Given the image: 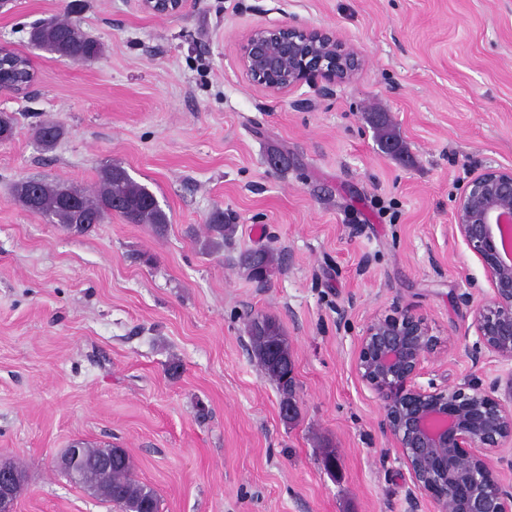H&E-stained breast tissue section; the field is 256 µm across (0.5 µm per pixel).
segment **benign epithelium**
I'll use <instances>...</instances> for the list:
<instances>
[{"mask_svg": "<svg viewBox=\"0 0 512 512\" xmlns=\"http://www.w3.org/2000/svg\"><path fill=\"white\" fill-rule=\"evenodd\" d=\"M166 16L184 0H141ZM246 75L261 90L280 94L324 81L331 94L356 74L357 54L335 35L298 25L261 26L240 45ZM452 229L481 261L490 283L473 309L472 326L486 349L512 362V167L473 174L454 210ZM435 339L408 309L371 320L357 342L355 368L382 407L379 426L394 436L414 488L437 512H512V376L489 387L465 381L434 391L417 382ZM503 396H497L499 390ZM81 443L57 461L70 470ZM24 475L0 462V512H15Z\"/></svg>", "mask_w": 512, "mask_h": 512, "instance_id": "1", "label": "benign epithelium"}]
</instances>
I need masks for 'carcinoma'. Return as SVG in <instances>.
<instances>
[{
	"instance_id": "1",
	"label": "carcinoma",
	"mask_w": 512,
	"mask_h": 512,
	"mask_svg": "<svg viewBox=\"0 0 512 512\" xmlns=\"http://www.w3.org/2000/svg\"><path fill=\"white\" fill-rule=\"evenodd\" d=\"M34 46L75 63L93 61L102 53L101 44L88 36L77 25L59 19L35 23L31 31ZM63 130L57 124H44L35 128L34 134L40 144L52 147ZM14 199L31 212L46 217L51 223L68 233H85L92 224L84 223L82 215H94L101 222L105 215L114 211L132 224H149L155 232L164 231L168 224L167 214L149 189L136 182L128 172L117 164L108 165L101 174L93 192L50 184L40 180H22L15 184ZM76 199L79 209L67 205ZM209 243L224 244L236 232V225L224 221V213L213 214L206 225ZM240 269L252 280L265 283L279 265V255L270 249H258L240 257ZM246 333L251 348L257 356L268 378L278 384L283 401L293 397L294 379L288 378L292 364L288 341L279 322L272 316L256 314L248 318ZM112 452V468L103 472L97 468V457ZM76 475L85 487H92L102 479L112 484V502L125 512H140L147 503L150 512H160V499L154 489L139 483L133 476V465L122 448L108 450L85 445L78 463Z\"/></svg>"
}]
</instances>
